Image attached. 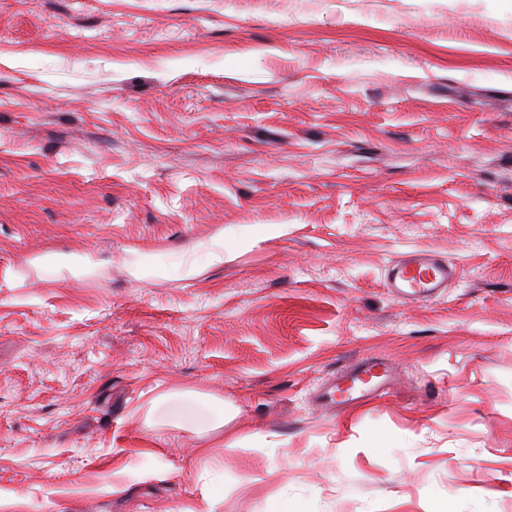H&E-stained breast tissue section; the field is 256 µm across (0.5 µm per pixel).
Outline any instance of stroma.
I'll return each mask as SVG.
<instances>
[{
    "label": "stroma",
    "mask_w": 512,
    "mask_h": 512,
    "mask_svg": "<svg viewBox=\"0 0 512 512\" xmlns=\"http://www.w3.org/2000/svg\"><path fill=\"white\" fill-rule=\"evenodd\" d=\"M418 248L459 277L397 298ZM133 249L167 274L132 279ZM373 356L379 393L316 404ZM214 487L215 512H512V0H0V512ZM194 424L202 430H210L224 425V402H212L201 411L192 413Z\"/></svg>",
    "instance_id": "35a3bbf8"
}]
</instances>
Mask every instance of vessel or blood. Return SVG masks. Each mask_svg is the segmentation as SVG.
I'll list each match as a JSON object with an SVG mask.
<instances>
[{
  "instance_id": "1",
  "label": "vessel or blood",
  "mask_w": 512,
  "mask_h": 512,
  "mask_svg": "<svg viewBox=\"0 0 512 512\" xmlns=\"http://www.w3.org/2000/svg\"><path fill=\"white\" fill-rule=\"evenodd\" d=\"M458 275L456 265L441 255L418 249L395 260L386 278V286L397 297L427 300L438 297ZM356 379L369 378L384 383L391 377L390 366L380 359H368L353 368Z\"/></svg>"
}]
</instances>
